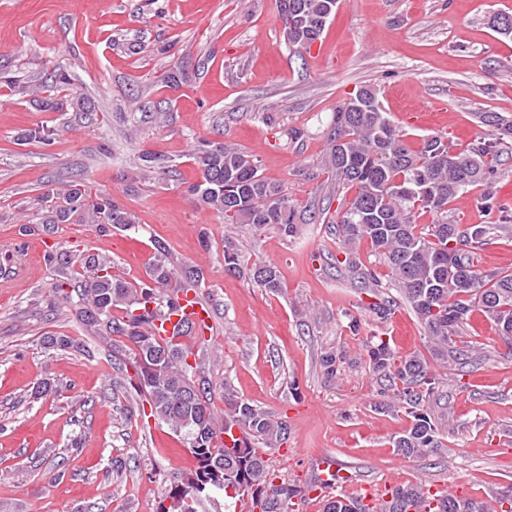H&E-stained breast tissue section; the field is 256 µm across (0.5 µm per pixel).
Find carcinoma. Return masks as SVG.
Segmentation results:
<instances>
[{
    "instance_id": "cac0c4a2",
    "label": "carcinoma",
    "mask_w": 512,
    "mask_h": 512,
    "mask_svg": "<svg viewBox=\"0 0 512 512\" xmlns=\"http://www.w3.org/2000/svg\"><path fill=\"white\" fill-rule=\"evenodd\" d=\"M337 0H278L280 18H288V41L309 49L335 13ZM494 30L512 35V15L491 18ZM70 75L58 70L52 76L56 93L33 99L47 112L68 111L64 91ZM492 132L456 150L440 135L423 139L419 148L409 146L404 134L385 112L374 88H362L333 116L324 167L336 183L354 190L344 200L336 219V235L345 245V263H358L353 248L367 240L389 265L395 286L425 326L434 356L448 369L468 363L470 350L456 346L455 336L477 309L496 325L500 336L512 344V273L486 274L477 265L478 250L492 238L512 239V208L495 201L494 164L498 143L512 138V120L493 115L487 123ZM55 131L39 127L24 139L49 146ZM199 177L190 188L203 205L224 218L226 224H247L261 232L276 227L287 237L298 232L295 210L288 195L270 183L254 159L226 145L206 139L192 154ZM139 181L171 172L164 158L143 150L135 164ZM483 185L482 209L499 214L496 224L462 226L448 219V204L472 186ZM43 227L50 230L76 218L91 220L95 231L107 235L114 228L138 223L135 213L109 194L91 195L74 181L60 190L48 189L37 197ZM429 213L430 224L417 223V214ZM455 246H449V243ZM49 266L83 274L74 278L72 292L61 299L74 306L86 326L128 343L134 375L129 385L138 400L122 407L127 420L149 419L164 423L181 438L197 460V467L168 490L156 512H198L204 499L224 494L230 499L250 500L249 512H274L267 499H258L245 489H279L296 495L311 491L287 479L276 481L256 445L274 448L288 433V425L267 411L224 394V420H218L208 397L205 381L196 379L195 367L187 362L192 351L182 339L196 337L187 321L168 337L154 333V321L178 309V292L198 289L205 281L197 266L179 262L170 248L154 241V259L147 279L130 284L112 274L111 260L98 254L74 256L67 251L50 253ZM224 270L248 275L270 293L281 291L279 271L259 263L245 270L236 242L224 238ZM368 366L387 381L383 389L388 410L402 412L412 425L394 439V448L405 457H424L445 448V422L435 417L426 403L437 393L440 378L418 355L402 356L379 336L366 339ZM320 367L326 379H336L345 362L341 351L321 354ZM238 429L242 437L227 447L219 435ZM322 512H512V496L495 492L491 500L477 502L453 492L432 495L423 482L397 486L390 496L372 507L359 497L340 494L323 501Z\"/></svg>"
}]
</instances>
